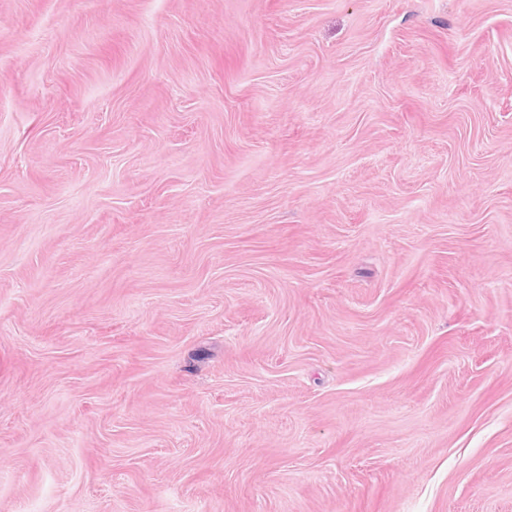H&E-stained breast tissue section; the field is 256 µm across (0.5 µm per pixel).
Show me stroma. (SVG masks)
Wrapping results in <instances>:
<instances>
[{"label":"stroma","instance_id":"35a3bbf8","mask_svg":"<svg viewBox=\"0 0 512 512\" xmlns=\"http://www.w3.org/2000/svg\"><path fill=\"white\" fill-rule=\"evenodd\" d=\"M0 512H512V0H0Z\"/></svg>","mask_w":512,"mask_h":512}]
</instances>
